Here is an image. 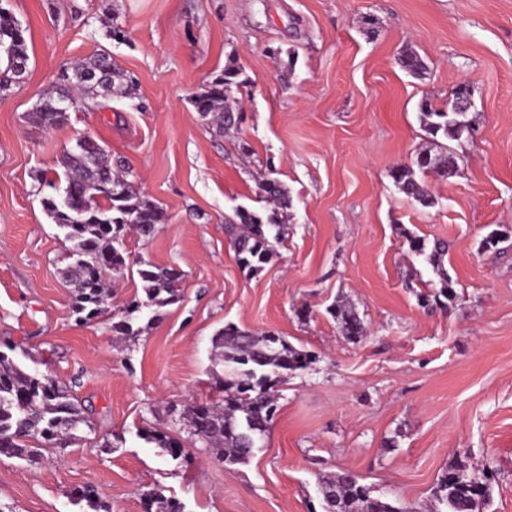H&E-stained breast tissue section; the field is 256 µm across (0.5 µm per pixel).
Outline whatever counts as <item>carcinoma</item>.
Instances as JSON below:
<instances>
[{
  "label": "carcinoma",
  "instance_id": "cac0c4a2",
  "mask_svg": "<svg viewBox=\"0 0 512 512\" xmlns=\"http://www.w3.org/2000/svg\"><path fill=\"white\" fill-rule=\"evenodd\" d=\"M9 48L3 55L6 61L0 69V90L8 89L12 78L28 68L29 54L24 31L0 9V47ZM401 68L414 78H421L427 64L416 52L406 50L400 57ZM95 71L97 80L82 81L78 76ZM241 69L234 63L224 66V73L216 76L193 99V106L202 114H214L219 132L236 127L229 91L244 84ZM133 86L112 58L104 51L60 68L56 85L43 94L30 117L42 126L55 128L68 120L64 106L76 107L99 97L116 93L115 81ZM456 99L437 107L429 99L421 105L423 128L439 152L428 149L418 152L417 168L437 180H448V164L459 167L458 156L448 145L438 141H458L469 132L462 115L455 112ZM59 166L65 180L62 193L43 201L47 216L66 231V240L73 242L71 259L66 268L67 277L75 287L73 313L77 320L88 322L110 311L107 281L102 269L112 266L117 273L136 270L143 283L146 300H133L128 312L143 307L159 309L177 303L180 299L181 276L141 260L129 261L122 252L124 231L140 237H150L157 225L165 223V213L157 204L144 198L128 180L130 168L120 160L109 158L108 151L88 136H80L74 146L63 151ZM112 177V193H103L106 177ZM397 188L413 202L429 207L436 203L424 181L415 178L414 169L405 165L392 174ZM265 200L272 206V216L264 220L247 210L238 209L234 218L226 221L237 262L249 271H257L275 254V246L283 243L285 225L276 215L287 211L290 197L287 188L275 179L260 184ZM512 237V227L491 230L481 241L480 248L499 244ZM412 252L425 256L437 274L442 287L434 294H423L427 304L442 307L455 299L448 284V273L442 264L446 246L439 242L426 251L424 241L406 236ZM344 336L355 340L364 334V325L356 309L336 304L329 309ZM6 346L0 350V456L32 461L47 448L68 447L80 440L82 427L89 426L81 407L75 403L66 385L45 375L31 373L16 363ZM212 362L222 365L223 372L212 373L214 388L220 396L212 401L197 402L183 409L180 421L188 429L189 437L204 445L216 461L235 466L248 462L254 453L249 446L247 427L252 422L262 424L258 438H263L272 425L279 396L278 386L288 374L305 370L316 357L272 333L258 334L226 325L212 338ZM146 441L167 454L184 448V444L167 432L148 430ZM325 491L322 496L326 512H417L413 507H401L384 495H375L361 479L349 472L339 471L319 477ZM492 473L486 466H478L459 458L438 479L433 489L435 501L445 512H484L489 503ZM77 499L85 502L90 512H108L98 502L90 486L79 490ZM146 512H184L182 504L156 490L143 493Z\"/></svg>",
  "mask_w": 512,
  "mask_h": 512
}]
</instances>
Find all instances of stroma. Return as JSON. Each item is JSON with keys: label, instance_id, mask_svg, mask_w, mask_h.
Segmentation results:
<instances>
[{"label": "stroma", "instance_id": "1", "mask_svg": "<svg viewBox=\"0 0 512 512\" xmlns=\"http://www.w3.org/2000/svg\"><path fill=\"white\" fill-rule=\"evenodd\" d=\"M24 31L23 82L0 92V344L24 369L67 385L90 429L36 462L0 457V512H85L92 487L110 512H144L150 489L184 512H309L319 477L347 470L375 493L430 512L432 490L465 454L494 472L487 512H512V0H0ZM123 36L111 39L110 26ZM414 50L423 78L401 70ZM108 51L128 98L70 109L55 128L29 114L62 65ZM245 81L237 130L219 134L190 102L228 60ZM469 81L472 132L453 142L461 174L429 180L422 207L395 186L426 133L423 97L447 103ZM88 135L123 160L166 214L153 238L125 234L129 257L182 275L180 302L117 339L111 315L72 311L69 243L47 217L46 179ZM247 141L251 156L237 144ZM289 192L287 237L257 273L224 229L237 207L265 216L258 184ZM450 245L440 288L407 235ZM354 304L348 341L326 312ZM269 332L318 361L288 376L271 429L247 464L193 449V463L146 442L188 433L173 408L212 393L211 340L224 325Z\"/></svg>", "mask_w": 512, "mask_h": 512}]
</instances>
